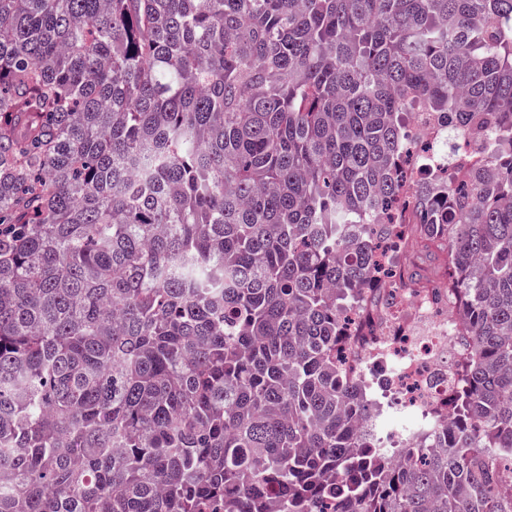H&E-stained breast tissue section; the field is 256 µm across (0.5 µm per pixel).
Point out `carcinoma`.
<instances>
[{
	"label": "carcinoma",
	"mask_w": 512,
	"mask_h": 512,
	"mask_svg": "<svg viewBox=\"0 0 512 512\" xmlns=\"http://www.w3.org/2000/svg\"><path fill=\"white\" fill-rule=\"evenodd\" d=\"M415 111L472 165L402 238ZM389 278L468 347L398 464L343 369ZM508 468L512 0H0V512H512ZM399 263L405 266H417L431 276L437 278L441 273L442 264L437 257L425 251H414L398 257Z\"/></svg>",
	"instance_id": "1"
}]
</instances>
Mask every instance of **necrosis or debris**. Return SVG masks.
<instances>
[{
  "label": "necrosis or debris",
  "instance_id": "necrosis-or-debris-1",
  "mask_svg": "<svg viewBox=\"0 0 512 512\" xmlns=\"http://www.w3.org/2000/svg\"><path fill=\"white\" fill-rule=\"evenodd\" d=\"M390 291L392 304L370 312L366 339L346 349V371L358 378L374 363L390 364L386 391L366 387L375 409L409 408L425 417L450 399L456 363L466 354L458 343L460 323L430 292H410L396 282Z\"/></svg>",
  "mask_w": 512,
  "mask_h": 512
}]
</instances>
